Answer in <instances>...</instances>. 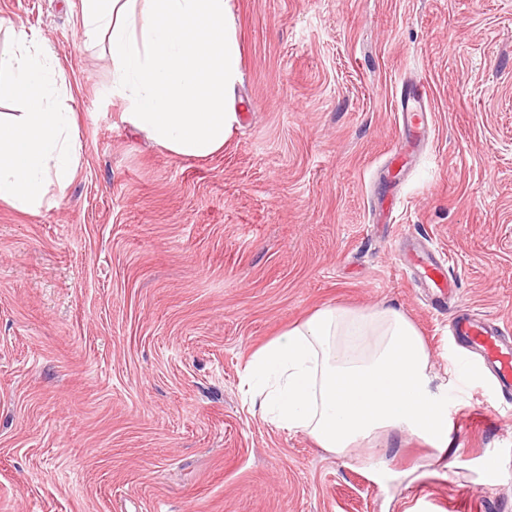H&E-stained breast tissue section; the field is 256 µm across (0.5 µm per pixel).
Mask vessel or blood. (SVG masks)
Wrapping results in <instances>:
<instances>
[{"mask_svg": "<svg viewBox=\"0 0 512 512\" xmlns=\"http://www.w3.org/2000/svg\"><path fill=\"white\" fill-rule=\"evenodd\" d=\"M396 110L399 114V145L388 157L383 175L390 191L385 199L395 208V191L408 159L428 140L433 131L430 90L424 82L401 79L396 83ZM412 268L428 289L435 306L447 304L456 284L445 269L444 259L434 252H416ZM454 339L478 354L492 372L503 398L512 404V328L493 319L478 320L461 313L450 323Z\"/></svg>", "mask_w": 512, "mask_h": 512, "instance_id": "obj_1", "label": "vessel or blood"}]
</instances>
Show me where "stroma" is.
Returning <instances> with one entry per match:
<instances>
[{
  "label": "stroma",
  "mask_w": 512,
  "mask_h": 512,
  "mask_svg": "<svg viewBox=\"0 0 512 512\" xmlns=\"http://www.w3.org/2000/svg\"><path fill=\"white\" fill-rule=\"evenodd\" d=\"M242 116L175 157L122 121L81 0H0L61 60L78 172L0 204V512H512V405L402 273L512 327V0H230ZM434 135L376 221L395 75ZM325 306L393 308L448 398L445 455L392 431L337 455L253 413L252 353ZM428 288L435 306L442 307L455 293L456 284L445 269V259L429 250L416 252L411 267Z\"/></svg>",
  "instance_id": "stroma-1"
}]
</instances>
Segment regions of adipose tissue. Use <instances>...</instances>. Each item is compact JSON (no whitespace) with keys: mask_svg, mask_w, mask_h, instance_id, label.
<instances>
[{"mask_svg":"<svg viewBox=\"0 0 512 512\" xmlns=\"http://www.w3.org/2000/svg\"><path fill=\"white\" fill-rule=\"evenodd\" d=\"M82 32L105 44L123 120L179 157L220 151L238 115L230 101L240 51L229 0H82ZM13 46L0 56V202L32 212L49 185L66 189L81 146L76 114L58 107L59 58L0 22ZM415 325L391 308L325 307L259 348L246 367L252 407L277 427L343 455L381 431H408L444 452L448 413Z\"/></svg>","mask_w":512,"mask_h":512,"instance_id":"adipose-tissue-1","label":"adipose tissue"}]
</instances>
